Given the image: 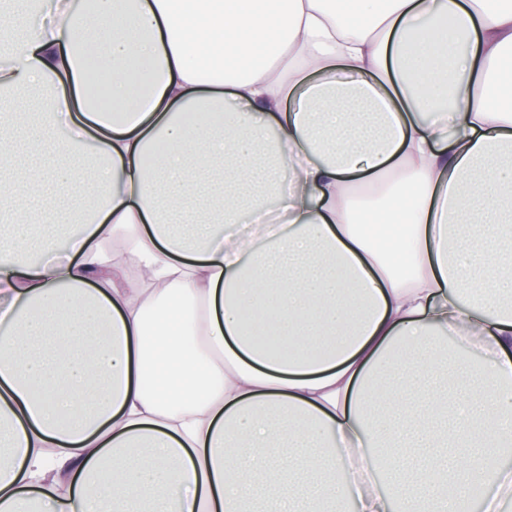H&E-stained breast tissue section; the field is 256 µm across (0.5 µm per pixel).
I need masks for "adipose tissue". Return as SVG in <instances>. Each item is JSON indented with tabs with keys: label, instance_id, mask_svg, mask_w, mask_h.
<instances>
[{
	"label": "adipose tissue",
	"instance_id": "adipose-tissue-1",
	"mask_svg": "<svg viewBox=\"0 0 512 512\" xmlns=\"http://www.w3.org/2000/svg\"><path fill=\"white\" fill-rule=\"evenodd\" d=\"M12 5L0 512H512V0Z\"/></svg>",
	"mask_w": 512,
	"mask_h": 512
}]
</instances>
